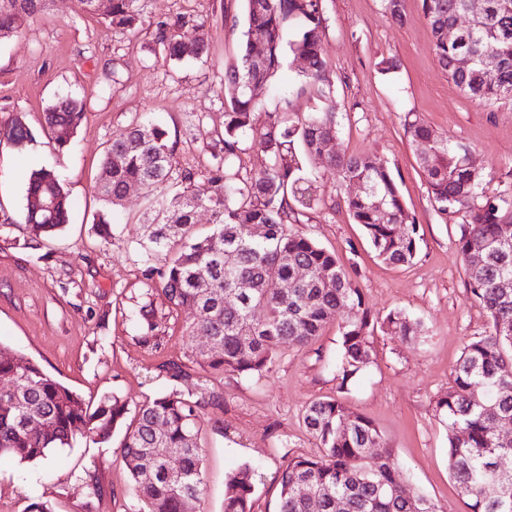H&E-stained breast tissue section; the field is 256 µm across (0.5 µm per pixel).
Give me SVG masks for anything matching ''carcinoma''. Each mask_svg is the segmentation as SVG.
I'll list each match as a JSON object with an SVG mask.
<instances>
[{
    "instance_id": "obj_1",
    "label": "carcinoma",
    "mask_w": 512,
    "mask_h": 512,
    "mask_svg": "<svg viewBox=\"0 0 512 512\" xmlns=\"http://www.w3.org/2000/svg\"><path fill=\"white\" fill-rule=\"evenodd\" d=\"M482 7L475 8V2ZM140 0H109L102 13L116 32L146 24L164 58L201 59L208 44L202 30L187 38L185 21H149ZM50 0H0V39L19 31V22L48 10ZM422 11L434 39L439 64L468 97L485 105L512 99V0H422ZM244 41L234 66L224 74V160L209 171L208 187L195 188V173L179 167L177 141L151 121L137 123L107 145L95 189L103 209L97 216L100 233L112 236V212L121 205L125 189L139 184L149 203L146 239L141 243L144 270L141 295L158 291L171 313L191 309L194 320L185 326L189 339L205 337L204 349L191 345L184 357L207 372L239 374L269 369L280 347L303 349L316 342L332 322L341 336L337 377L347 384L372 359L374 331L412 339L422 332L418 322L402 311L373 316L335 254L293 225L319 201L316 181L303 175L301 155L321 157L324 167L345 184L358 179L365 191L345 200L353 222L360 225L376 256L391 265L412 262L419 253L420 225L407 210L397 180L376 156L330 152L323 145L336 139L338 123L333 84L323 52V0H244ZM458 33L454 41L444 31ZM264 47L254 61L255 41ZM305 61L304 83L318 87L323 108L296 119L270 112L259 126L254 88L273 82L284 68L285 51ZM462 55L473 59L465 70L456 66ZM495 64V79L485 64ZM83 103L59 98L45 113L43 129L60 148L67 147L84 123ZM409 141L431 140V150L418 156V165L435 211L444 221L463 215L456 245L466 262L471 297L486 311L489 329L468 342L452 372L448 392L437 402L448 434V467L460 492L469 498L470 512H512V438L499 435L512 425V290L498 287L512 275V181H501L490 193L491 174L469 166L468 148L439 134L419 114L404 120ZM4 136L15 146L33 141L30 129L14 120ZM267 153L269 165L242 177L233 168L245 140ZM54 201L47 209L42 203ZM72 202L64 180L53 170L31 172L20 223L32 241L50 237L69 222ZM207 210L213 229L194 231L196 213ZM481 253L475 263L472 255ZM279 281L286 288H272ZM261 308L263 320L253 318ZM137 344L158 349L161 336L152 312L135 311ZM207 404L193 389L171 391L135 407L130 422L128 403L117 395L97 404L54 379L32 360L0 343V456L21 463L49 462L61 448L73 446L77 435L93 433L106 442L125 425L116 457L132 480L134 512H186L205 494L202 450L197 420ZM303 425L321 455L291 456L278 476L272 512H440L438 505L404 482L391 449L375 425L338 398L311 402ZM380 453L370 455L372 444ZM178 458L176 476L168 463ZM254 467L243 465L226 483L223 512H253ZM507 488L501 497L484 491L491 477ZM307 484L312 495L300 494Z\"/></svg>"
}]
</instances>
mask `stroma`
I'll list each match as a JSON object with an SVG mask.
<instances>
[{"instance_id": "stroma-1", "label": "stroma", "mask_w": 512, "mask_h": 512, "mask_svg": "<svg viewBox=\"0 0 512 512\" xmlns=\"http://www.w3.org/2000/svg\"><path fill=\"white\" fill-rule=\"evenodd\" d=\"M151 19L183 16L185 35L205 23L209 52L204 61L172 63L158 51L150 28L116 34L82 0H55L49 14L24 20L16 36L0 41V128L20 119L34 139L18 148L0 143V343L40 364L83 399L116 394L137 405L172 389L162 365L180 359L184 327L193 313L172 315L161 295L152 307L165 347L136 346L134 321L121 306L139 296L143 265L140 242L146 206L131 193L116 207L112 239L94 220L102 208L95 190L108 142L127 126L156 120L177 138V159L206 187L224 132V72L242 50V25L226 22L225 9L242 14V0H142ZM324 51L336 91L338 150L370 153L386 161L423 241L412 264L377 259L345 206L348 187L308 156L304 168L317 177L320 200L299 232L334 252L361 289L372 313L403 311L423 326L421 338L377 334L372 361L348 387L335 364L337 324L310 348L282 347L269 371L249 376L209 372L208 392L223 401L206 406L198 420L206 492L204 512H223L226 480L243 463L256 467L255 512H271L277 478L287 455H318L302 424L313 400L335 397L370 419L392 448L399 471L441 512H469L448 469V440L436 402L448 390L464 345L485 333L488 318L471 300L466 264L457 250L460 216L441 219L418 169L419 146L404 134L406 113H421L438 132L469 146L476 167L512 173V101L484 105L459 90L438 63L421 0H405L397 24L383 15L382 0H323ZM386 61L396 69L383 70ZM301 66L287 60L278 85L260 90L257 122L277 111L279 84L294 92L290 114L319 111L314 87L303 84ZM71 95L85 106L86 120L69 147L43 132V115L57 97ZM61 174L73 202L70 222L39 248L25 246L18 219L30 173ZM109 444L78 438L52 457L54 477L42 465L0 457V512H29L36 500L53 512H126L130 479ZM100 486L89 496L84 473Z\"/></svg>"}]
</instances>
